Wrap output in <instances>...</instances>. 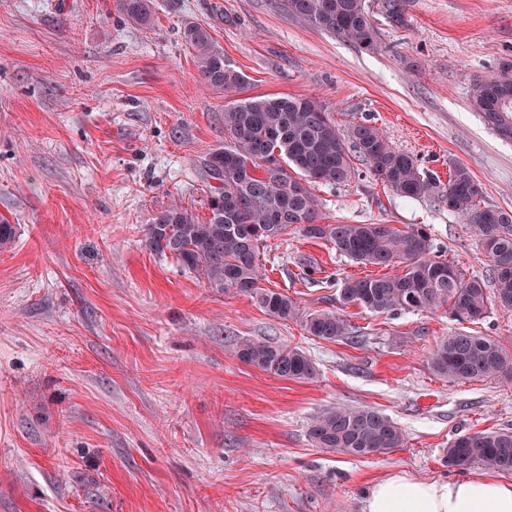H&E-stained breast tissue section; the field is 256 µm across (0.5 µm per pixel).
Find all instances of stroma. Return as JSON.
<instances>
[{
  "mask_svg": "<svg viewBox=\"0 0 512 512\" xmlns=\"http://www.w3.org/2000/svg\"><path fill=\"white\" fill-rule=\"evenodd\" d=\"M369 4L375 52L274 0H156L147 27L113 0H0V215L17 228L0 252V512H362L391 472L459 478L445 462L455 438L512 430V383L456 382L428 363L458 330L512 352V310L460 323L443 309H344L343 282L384 267L298 233L268 240L266 287L350 323L354 339L327 342L145 242L171 202L207 219L204 162L224 145L225 105L270 94L319 98L343 128L370 120L440 180L464 165L482 205L512 210V140L469 103L473 82L512 60V0H407L404 27ZM188 21L210 26L242 90L202 84ZM356 169L313 187L321 223L428 225L434 254L492 284L457 215ZM246 338L301 348L317 378L242 362ZM337 405L380 410L403 447H314L310 419Z\"/></svg>",
  "mask_w": 512,
  "mask_h": 512,
  "instance_id": "obj_1",
  "label": "stroma"
}]
</instances>
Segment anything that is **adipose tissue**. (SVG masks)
Returning a JSON list of instances; mask_svg holds the SVG:
<instances>
[{"mask_svg":"<svg viewBox=\"0 0 512 512\" xmlns=\"http://www.w3.org/2000/svg\"><path fill=\"white\" fill-rule=\"evenodd\" d=\"M363 512H512V482L487 474L447 480L397 471L372 486Z\"/></svg>","mask_w":512,"mask_h":512,"instance_id":"ef3b65f1","label":"adipose tissue"}]
</instances>
